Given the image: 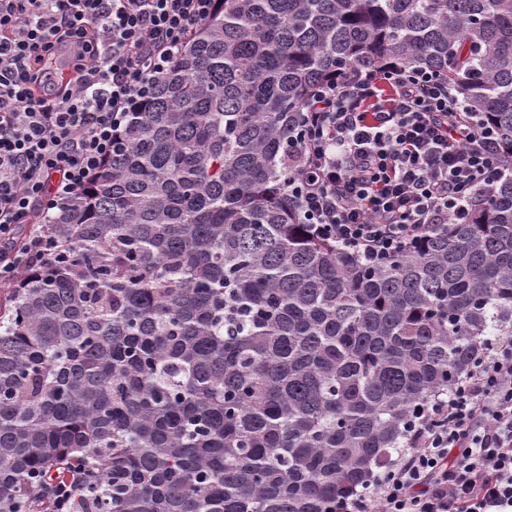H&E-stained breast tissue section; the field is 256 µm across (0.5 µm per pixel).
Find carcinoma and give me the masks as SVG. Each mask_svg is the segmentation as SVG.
<instances>
[{"label":"carcinoma","instance_id":"carcinoma-1","mask_svg":"<svg viewBox=\"0 0 512 512\" xmlns=\"http://www.w3.org/2000/svg\"><path fill=\"white\" fill-rule=\"evenodd\" d=\"M424 65L512 151V0H218L72 206L74 260L0 294V512H336L409 409L512 336V175L370 266L297 224L280 159L320 82ZM86 472L82 469H70L63 480L48 479L43 485L44 497L52 505V512H76L71 504L80 497Z\"/></svg>","mask_w":512,"mask_h":512}]
</instances>
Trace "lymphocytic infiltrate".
<instances>
[{
	"label": "lymphocytic infiltrate",
	"instance_id": "lymphocytic-infiltrate-1",
	"mask_svg": "<svg viewBox=\"0 0 512 512\" xmlns=\"http://www.w3.org/2000/svg\"><path fill=\"white\" fill-rule=\"evenodd\" d=\"M216 0H0V288L69 261L48 220L112 155ZM298 223L377 266L483 205L505 170L495 128L434 71L387 62L318 84L283 157ZM86 475L48 479L73 512ZM338 512H512V336L442 398Z\"/></svg>",
	"mask_w": 512,
	"mask_h": 512
}]
</instances>
